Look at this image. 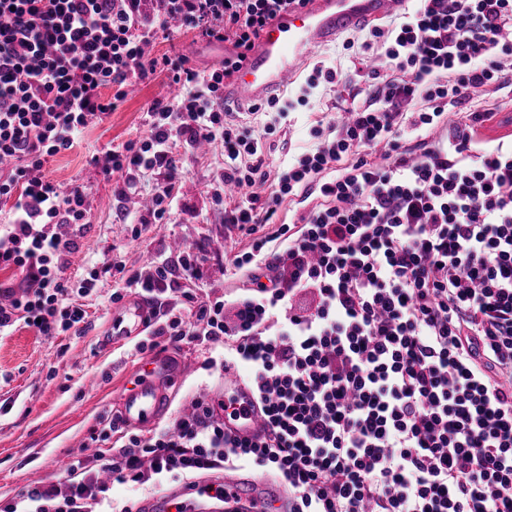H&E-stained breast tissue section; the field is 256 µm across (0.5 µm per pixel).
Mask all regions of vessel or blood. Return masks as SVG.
<instances>
[{
  "mask_svg": "<svg viewBox=\"0 0 512 512\" xmlns=\"http://www.w3.org/2000/svg\"><path fill=\"white\" fill-rule=\"evenodd\" d=\"M406 0H306L300 10L271 21L259 34L241 67L224 81V100L228 103L258 102L283 92L316 51L342 33L383 18L404 5ZM153 314L150 304L131 297L112 313V327L119 336L139 335ZM185 367H170L155 358L144 367L137 383L123 397L115 414L120 424L134 429L153 426L165 410L172 384L184 375ZM212 403L234 401L237 416L224 424L235 435H255L261 424L259 411L253 410L251 389L240 379L225 378L222 389L208 395ZM223 495H215L207 482L169 486L154 497L137 503L134 512H170L186 497L212 501L211 512H235L239 503L251 504L253 512L273 506L275 512H288V495L277 484L257 485L252 471L231 470L218 481Z\"/></svg>",
  "mask_w": 512,
  "mask_h": 512,
  "instance_id": "vessel-or-blood-1",
  "label": "vessel or blood"
}]
</instances>
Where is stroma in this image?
I'll return each instance as SVG.
<instances>
[{"instance_id": "35a3bbf8", "label": "stroma", "mask_w": 512, "mask_h": 512, "mask_svg": "<svg viewBox=\"0 0 512 512\" xmlns=\"http://www.w3.org/2000/svg\"><path fill=\"white\" fill-rule=\"evenodd\" d=\"M151 54L180 52L201 69L215 66L224 47L202 41L191 33L158 34L149 46ZM164 77L135 86L123 103L104 121L93 122L77 136L73 146L51 157L44 167L46 177L63 189L77 185L91 190L87 222L76 238L78 249L63 272L72 283L90 280L93 291L77 297L86 319L82 331L68 330L44 336L36 329L17 324L0 334V502L18 500L21 492L47 483L72 461L94 462L96 449L90 435L101 415L111 413L115 403L132 387L139 366L151 352H136L135 341L104 346L113 310L115 287L105 266L110 259L122 260L133 271L151 259L168 254L174 241L204 246L199 275L181 280L182 291L208 288L215 294L237 293L244 275L224 269V248L235 241L238 248L249 244L224 222V209L215 204L212 189L224 171L221 144L204 150L180 149L178 202L168 223L150 224L139 238H132L130 224L117 213L126 201L123 183L104 178L92 162L94 153L118 149L146 131L145 112L159 96L171 95ZM351 100L336 90L318 87L307 105H297L282 120L276 140H288L289 150L269 154L271 171L283 169L292 154L309 140L308 129L316 120L344 111ZM171 365L191 364L170 409L162 419L170 425L179 412L191 406L194 397L220 387L219 373L203 370L204 355L188 345L167 346Z\"/></svg>"}]
</instances>
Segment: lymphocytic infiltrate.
Segmentation results:
<instances>
[{"label":"lymphocytic infiltrate","instance_id":"1","mask_svg":"<svg viewBox=\"0 0 512 512\" xmlns=\"http://www.w3.org/2000/svg\"><path fill=\"white\" fill-rule=\"evenodd\" d=\"M305 0H0V332L44 336L84 323L71 301L89 293L63 277L85 224L88 188L62 191L43 168L127 89L165 75L180 96L153 99L145 135L92 156L107 177L149 193L153 223L177 198V147L221 142L213 190L239 200L225 223L249 237L226 252L247 273L241 293L198 298L156 324L160 342L224 344L204 369L243 370L265 426L224 428L205 397L151 436L77 463L64 482L25 491L0 512H93L112 484L166 474L249 469L288 492V512H512V145L484 147L477 124L504 108L512 83V0H416L361 45L369 83L314 65L309 89L342 88L354 104L309 129L310 146L271 172L262 142L293 100L258 104L255 133L224 109V80L263 28ZM230 42V58L199 70L183 53L149 55L155 30ZM296 222L265 226L284 202ZM198 252L130 272L110 262L120 302L135 288L159 303Z\"/></svg>","mask_w":512,"mask_h":512}]
</instances>
